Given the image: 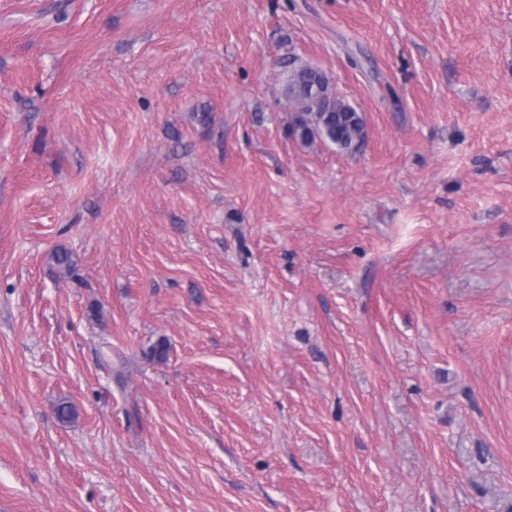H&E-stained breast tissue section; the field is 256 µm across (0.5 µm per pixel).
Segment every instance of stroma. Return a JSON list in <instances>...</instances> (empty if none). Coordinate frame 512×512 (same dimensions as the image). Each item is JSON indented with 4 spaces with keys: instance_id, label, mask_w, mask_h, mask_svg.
Wrapping results in <instances>:
<instances>
[{
    "instance_id": "stroma-1",
    "label": "stroma",
    "mask_w": 512,
    "mask_h": 512,
    "mask_svg": "<svg viewBox=\"0 0 512 512\" xmlns=\"http://www.w3.org/2000/svg\"><path fill=\"white\" fill-rule=\"evenodd\" d=\"M0 512H512V0H0ZM288 91L296 92L299 96H313L325 89L326 76L316 68L302 65L288 71ZM296 97V98H297ZM292 131L303 141L315 137L353 151L364 141V121L357 109L339 98L329 112H311L307 118L294 119Z\"/></svg>"
}]
</instances>
